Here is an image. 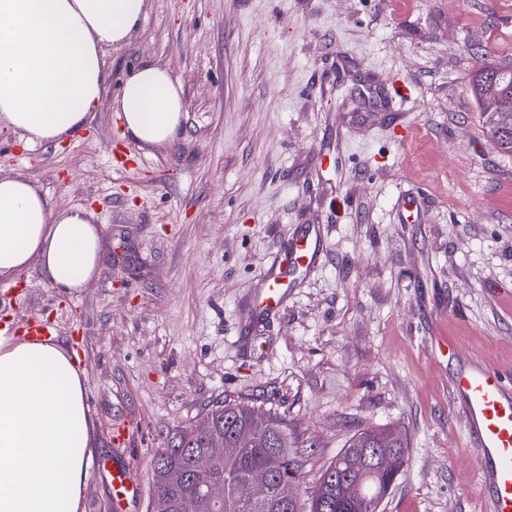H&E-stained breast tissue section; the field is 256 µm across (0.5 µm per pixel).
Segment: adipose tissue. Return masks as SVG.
<instances>
[{
	"instance_id": "ef3b65f1",
	"label": "adipose tissue",
	"mask_w": 512,
	"mask_h": 512,
	"mask_svg": "<svg viewBox=\"0 0 512 512\" xmlns=\"http://www.w3.org/2000/svg\"><path fill=\"white\" fill-rule=\"evenodd\" d=\"M144 14L145 0H0V127L28 145L83 128L102 97L104 47L126 42ZM119 107L140 144L181 131L182 89L155 64L125 78ZM100 256L89 211L54 210L34 183L0 178V277L36 263L69 294ZM90 457L84 380L67 350L0 332V512H79Z\"/></svg>"
}]
</instances>
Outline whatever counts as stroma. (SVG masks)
Instances as JSON below:
<instances>
[{"instance_id": "obj_1", "label": "stroma", "mask_w": 512, "mask_h": 512, "mask_svg": "<svg viewBox=\"0 0 512 512\" xmlns=\"http://www.w3.org/2000/svg\"><path fill=\"white\" fill-rule=\"evenodd\" d=\"M488 54L512 67V0H146L82 129L30 149L0 129V177L102 228L86 288L57 293L36 264L0 278V321H51L84 378L79 512H148L157 451L227 397L282 418L298 493L357 430L402 425L408 465L380 512H489L437 346L512 365V154L468 90ZM144 61L183 90L158 146L118 117ZM412 188L425 204L406 223ZM313 224L318 267L258 313L263 266ZM117 466L140 487L121 505Z\"/></svg>"}]
</instances>
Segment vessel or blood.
Returning a JSON list of instances; mask_svg holds the SVG:
<instances>
[{"mask_svg":"<svg viewBox=\"0 0 512 512\" xmlns=\"http://www.w3.org/2000/svg\"><path fill=\"white\" fill-rule=\"evenodd\" d=\"M321 239L316 226L295 238L289 250L294 270H315ZM288 287L287 277H269L260 307L277 311ZM446 351L449 358H462L463 349L457 342H449ZM450 388L464 416L466 445L461 453L474 459L478 485L487 490L492 512H512V371L463 360L450 379Z\"/></svg>","mask_w":512,"mask_h":512,"instance_id":"b4317fda","label":"vessel or blood"}]
</instances>
